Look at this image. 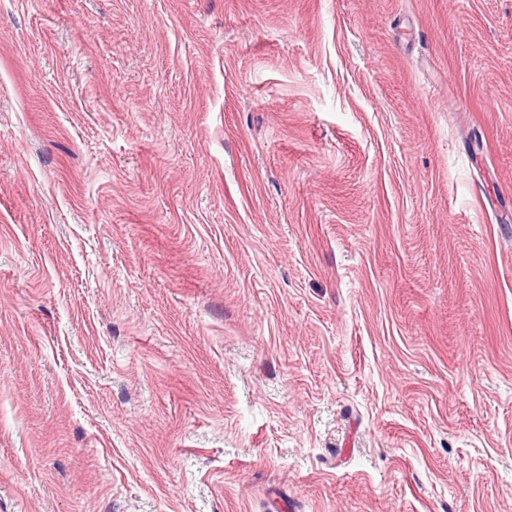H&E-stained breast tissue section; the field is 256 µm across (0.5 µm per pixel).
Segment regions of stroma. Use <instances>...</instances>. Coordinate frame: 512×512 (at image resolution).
Listing matches in <instances>:
<instances>
[{
	"instance_id": "obj_1",
	"label": "stroma",
	"mask_w": 512,
	"mask_h": 512,
	"mask_svg": "<svg viewBox=\"0 0 512 512\" xmlns=\"http://www.w3.org/2000/svg\"><path fill=\"white\" fill-rule=\"evenodd\" d=\"M0 512H512V0H0Z\"/></svg>"
}]
</instances>
